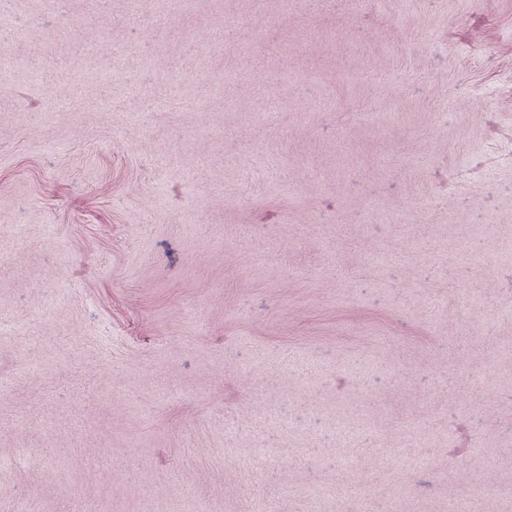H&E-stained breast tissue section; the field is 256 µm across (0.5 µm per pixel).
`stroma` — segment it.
<instances>
[{"label": "stroma", "instance_id": "obj_1", "mask_svg": "<svg viewBox=\"0 0 512 512\" xmlns=\"http://www.w3.org/2000/svg\"><path fill=\"white\" fill-rule=\"evenodd\" d=\"M0 50V512H512V0H7Z\"/></svg>", "mask_w": 512, "mask_h": 512}]
</instances>
